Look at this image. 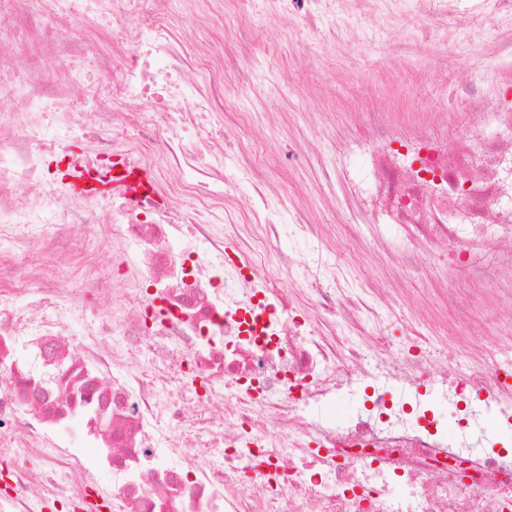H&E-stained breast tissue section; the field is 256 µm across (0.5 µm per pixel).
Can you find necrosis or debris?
I'll use <instances>...</instances> for the list:
<instances>
[{
  "label": "necrosis or debris",
  "mask_w": 512,
  "mask_h": 512,
  "mask_svg": "<svg viewBox=\"0 0 512 512\" xmlns=\"http://www.w3.org/2000/svg\"><path fill=\"white\" fill-rule=\"evenodd\" d=\"M167 2L0 0V242L50 257L34 270L0 249V512H309L315 498L321 512H512V324L478 351L437 339L262 193L268 159H238L254 197L219 182L225 141L256 121L240 48L265 34L233 28L185 55ZM269 2L301 19L296 53L351 35L387 46L392 21L414 17L447 70L512 19V0ZM369 11L381 27L349 25ZM98 18L130 50L99 57L88 84L84 39L61 32ZM483 68L437 86L444 111L351 113L340 146L367 223L399 241L393 266L414 280L447 262L496 308L512 305V49ZM77 133L84 150L53 178ZM142 169L150 189L121 176ZM287 237L298 258L280 256ZM90 241L123 270V299L75 342L60 247ZM177 431L219 461L182 453Z\"/></svg>",
  "instance_id": "4bbe7bcc"
}]
</instances>
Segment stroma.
<instances>
[{"instance_id": "obj_1", "label": "stroma", "mask_w": 512, "mask_h": 512, "mask_svg": "<svg viewBox=\"0 0 512 512\" xmlns=\"http://www.w3.org/2000/svg\"><path fill=\"white\" fill-rule=\"evenodd\" d=\"M250 24L265 28L274 60L287 70L288 79L267 80L264 51L253 52L249 62L265 80L243 88L240 94L242 103L261 109L244 147H261L265 155L278 159L291 152H312L310 167L293 165L285 174H269L267 186L287 197L289 207L305 210L326 236H335L339 223L356 216L343 179L344 158L336 144L339 130L346 127L348 112L368 104H386L392 91L400 94L407 108L430 106L442 111V104H428L425 97L426 87L437 76L433 63L436 50L425 44L391 56L369 43L355 42L343 58L334 50L316 49L296 59L290 55V44L300 28L295 16L271 20L257 8ZM394 246L392 238H384L380 250L362 258L373 275L386 277L390 293L385 305L404 304L407 318L428 319L439 336L453 343L478 346L502 329L500 313L483 311V295H474L478 312L468 321L441 306L432 284L450 277L449 269L431 266L428 279L423 281L390 272L389 254Z\"/></svg>"}]
</instances>
